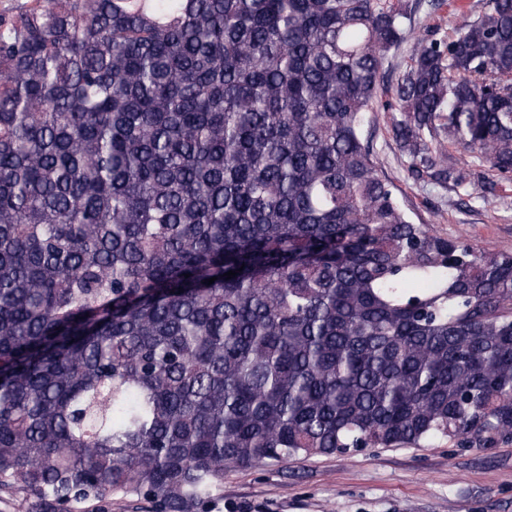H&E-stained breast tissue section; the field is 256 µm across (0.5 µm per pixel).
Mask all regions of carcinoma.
<instances>
[{
	"mask_svg": "<svg viewBox=\"0 0 512 512\" xmlns=\"http://www.w3.org/2000/svg\"><path fill=\"white\" fill-rule=\"evenodd\" d=\"M411 15L0 11V485L29 509L209 512L230 469L512 439V254L413 223L363 143L393 109L417 177L460 187L478 153L511 182L512 0L439 39ZM413 52L414 41L407 39L401 43L398 48L388 54L384 63V69L387 73L389 85L396 82V79L404 73ZM154 509L147 501L136 496L112 494V500L96 504L86 502L77 505L76 512H152Z\"/></svg>",
	"mask_w": 512,
	"mask_h": 512,
	"instance_id": "obj_1",
	"label": "carcinoma"
}]
</instances>
